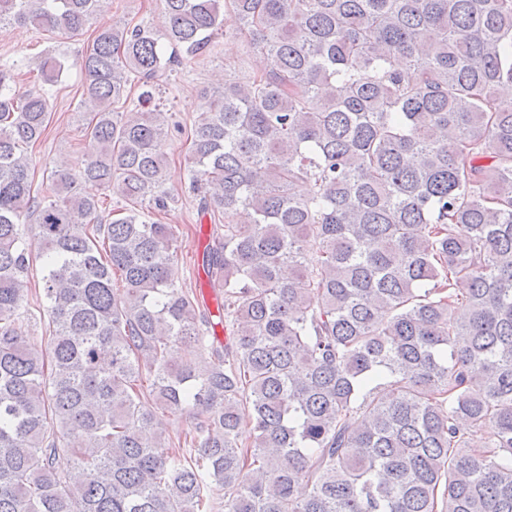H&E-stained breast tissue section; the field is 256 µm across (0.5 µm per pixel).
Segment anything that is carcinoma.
I'll return each instance as SVG.
<instances>
[{
    "mask_svg": "<svg viewBox=\"0 0 512 512\" xmlns=\"http://www.w3.org/2000/svg\"><path fill=\"white\" fill-rule=\"evenodd\" d=\"M161 2L154 30L0 0L1 24L99 20L91 153L40 202L64 64L21 94L0 67V512H212L213 485L224 512H512V0ZM226 13L266 64H224L190 140L215 322L157 218L181 128L153 90ZM34 241L47 357L22 330ZM158 409L195 413L178 444Z\"/></svg>",
    "mask_w": 512,
    "mask_h": 512,
    "instance_id": "cac0c4a2",
    "label": "carcinoma"
}]
</instances>
